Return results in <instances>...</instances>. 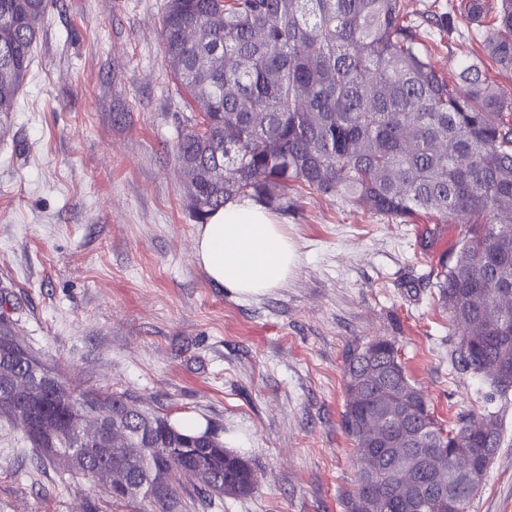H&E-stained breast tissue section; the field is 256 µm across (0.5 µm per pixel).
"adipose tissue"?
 I'll return each mask as SVG.
<instances>
[{
	"mask_svg": "<svg viewBox=\"0 0 512 512\" xmlns=\"http://www.w3.org/2000/svg\"><path fill=\"white\" fill-rule=\"evenodd\" d=\"M196 256L209 280L242 296L286 283L296 250L282 224L252 201L227 202L199 225Z\"/></svg>",
	"mask_w": 512,
	"mask_h": 512,
	"instance_id": "obj_1",
	"label": "adipose tissue"
}]
</instances>
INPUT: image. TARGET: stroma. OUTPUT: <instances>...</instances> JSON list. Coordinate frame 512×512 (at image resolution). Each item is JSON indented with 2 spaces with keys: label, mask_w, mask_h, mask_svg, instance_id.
Listing matches in <instances>:
<instances>
[{
  "label": "stroma",
  "mask_w": 512,
  "mask_h": 512,
  "mask_svg": "<svg viewBox=\"0 0 512 512\" xmlns=\"http://www.w3.org/2000/svg\"><path fill=\"white\" fill-rule=\"evenodd\" d=\"M167 0H50L15 112L0 126V313L84 389L126 393L172 423L220 429L255 491L188 512H343L356 481L341 425L348 349L395 341L451 425L486 410L503 438L468 512H512V402L451 363L434 271L461 229L410 223L300 187L278 212L297 248L287 283L243 297L199 265V220L174 160L195 116L163 64ZM450 0H403L421 31ZM425 46L437 68L480 54L457 16ZM0 512H153L120 505L62 463H35L0 421Z\"/></svg>",
  "instance_id": "obj_1"
}]
</instances>
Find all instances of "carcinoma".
<instances>
[{
    "instance_id": "obj_1",
    "label": "carcinoma",
    "mask_w": 512,
    "mask_h": 512,
    "mask_svg": "<svg viewBox=\"0 0 512 512\" xmlns=\"http://www.w3.org/2000/svg\"><path fill=\"white\" fill-rule=\"evenodd\" d=\"M48 0H0V116L15 111L34 58ZM460 0L486 21L484 56L512 72V0ZM164 63L199 118L177 140L175 158L190 208L205 221L237 198L288 209L300 184L373 214L421 213L463 227L456 256L435 274L456 346L452 364L481 376L509 402L495 368L512 363V95L488 81L483 60L458 62L447 80L420 49L402 0H169L162 18ZM14 354L18 374L51 377L35 406L49 427H65L94 403L122 409L124 395L79 389L38 359ZM344 429L353 442L357 487L344 512H467L500 446L496 412L445 426L407 375L388 340L346 358ZM129 448H91L68 471L98 482L115 502L107 470L121 466L142 484L140 501L178 512L182 498L247 496L257 486L249 462L202 441L165 416H136ZM382 434L387 447L372 446ZM190 448L171 457L172 444ZM471 457L478 474L455 471ZM203 461L209 481L186 489L181 470Z\"/></svg>"
}]
</instances>
